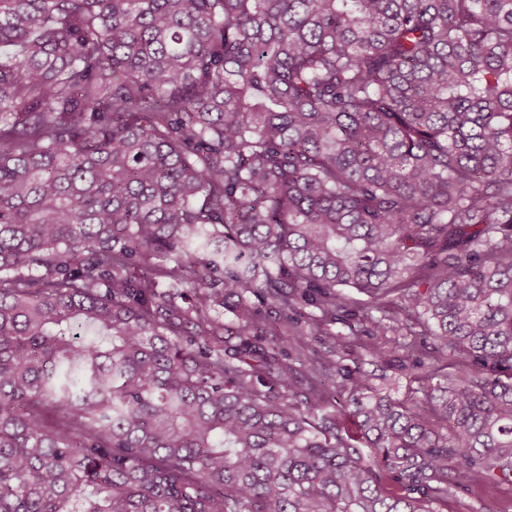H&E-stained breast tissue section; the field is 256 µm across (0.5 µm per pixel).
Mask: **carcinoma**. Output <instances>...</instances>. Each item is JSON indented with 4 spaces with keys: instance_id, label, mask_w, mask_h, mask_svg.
<instances>
[{
    "instance_id": "cac0c4a2",
    "label": "carcinoma",
    "mask_w": 512,
    "mask_h": 512,
    "mask_svg": "<svg viewBox=\"0 0 512 512\" xmlns=\"http://www.w3.org/2000/svg\"><path fill=\"white\" fill-rule=\"evenodd\" d=\"M476 475L512 485V0H0V512Z\"/></svg>"
}]
</instances>
